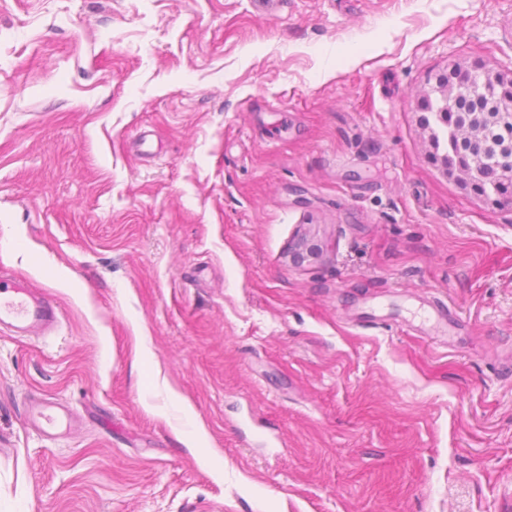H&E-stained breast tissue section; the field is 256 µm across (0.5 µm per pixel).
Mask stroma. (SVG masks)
Wrapping results in <instances>:
<instances>
[{
	"label": "stroma",
	"instance_id": "obj_1",
	"mask_svg": "<svg viewBox=\"0 0 512 512\" xmlns=\"http://www.w3.org/2000/svg\"><path fill=\"white\" fill-rule=\"evenodd\" d=\"M457 61L512 69V0H0V268L60 312L0 330V512H512V210L418 103ZM446 152L448 154V159L464 162L470 154H477L478 149L470 144L460 145L455 141L452 142L450 146L447 145ZM459 162L448 166V162L441 160V164L446 175L454 177L461 186L475 192L477 170L473 167H463ZM75 416L71 412H65L53 401L36 398L31 401L26 421L27 423L46 436H54L71 427ZM180 411L190 425V430L185 433L183 442L186 447L196 448L206 439V432L203 426L197 421L192 407L185 401H180Z\"/></svg>",
	"mask_w": 512,
	"mask_h": 512
}]
</instances>
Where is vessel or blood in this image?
<instances>
[{
	"label": "vessel or blood",
	"mask_w": 512,
	"mask_h": 512,
	"mask_svg": "<svg viewBox=\"0 0 512 512\" xmlns=\"http://www.w3.org/2000/svg\"><path fill=\"white\" fill-rule=\"evenodd\" d=\"M58 323V311L31 282L0 271V329L9 328L20 336H46ZM74 416L54 402L33 399L27 423L46 436L70 428Z\"/></svg>",
	"instance_id": "obj_1"
}]
</instances>
